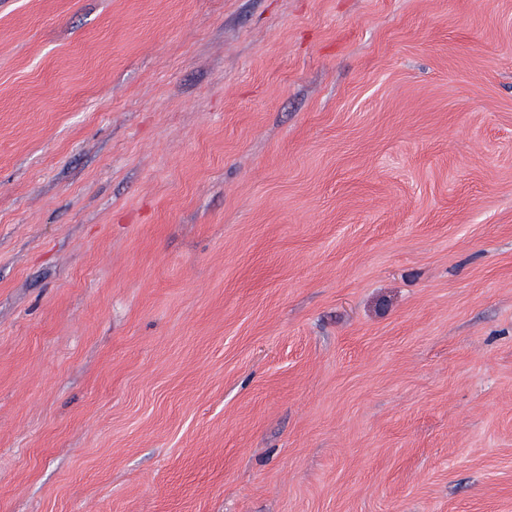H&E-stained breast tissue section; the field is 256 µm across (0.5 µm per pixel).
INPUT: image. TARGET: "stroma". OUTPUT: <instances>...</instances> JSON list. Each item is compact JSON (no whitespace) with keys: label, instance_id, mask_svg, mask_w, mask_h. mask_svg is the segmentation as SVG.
Masks as SVG:
<instances>
[{"label":"stroma","instance_id":"stroma-1","mask_svg":"<svg viewBox=\"0 0 512 512\" xmlns=\"http://www.w3.org/2000/svg\"><path fill=\"white\" fill-rule=\"evenodd\" d=\"M0 512H512V0H0Z\"/></svg>","mask_w":512,"mask_h":512}]
</instances>
